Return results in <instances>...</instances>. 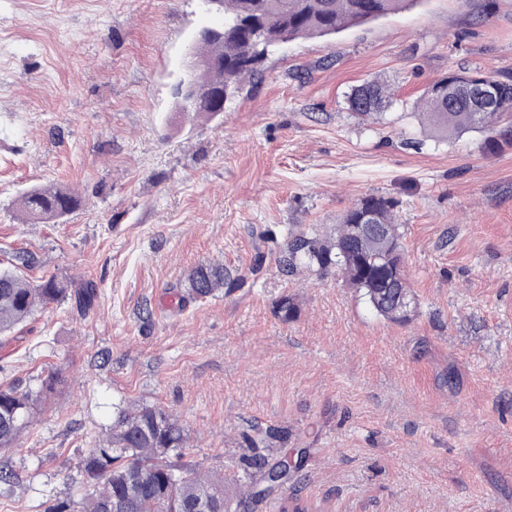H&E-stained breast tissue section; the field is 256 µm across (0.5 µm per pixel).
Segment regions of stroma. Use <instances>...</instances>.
<instances>
[{
    "label": "stroma",
    "instance_id": "obj_1",
    "mask_svg": "<svg viewBox=\"0 0 512 512\" xmlns=\"http://www.w3.org/2000/svg\"><path fill=\"white\" fill-rule=\"evenodd\" d=\"M222 23L200 0H0V265L28 253L29 279L97 290L0 337V388L36 401L0 453V512L80 502L88 448L132 401L172 413L186 460L229 478L248 439L304 449L251 512H512V148L485 154L481 134L449 140L415 112L448 71L512 72V0H419L296 40L223 111H183L185 52ZM373 77L394 102L367 122L344 96ZM46 185L83 206L24 219ZM366 195L398 203L402 323L335 270L276 265L289 228L331 229ZM203 262L226 281L195 300ZM224 280V265L213 262L197 265L187 274L185 282L191 295L204 298L223 288Z\"/></svg>",
    "mask_w": 512,
    "mask_h": 512
}]
</instances>
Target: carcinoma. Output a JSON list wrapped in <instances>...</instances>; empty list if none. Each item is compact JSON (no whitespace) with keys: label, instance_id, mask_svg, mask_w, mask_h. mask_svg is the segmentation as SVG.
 Here are the masks:
<instances>
[{"label":"carcinoma","instance_id":"carcinoma-1","mask_svg":"<svg viewBox=\"0 0 512 512\" xmlns=\"http://www.w3.org/2000/svg\"><path fill=\"white\" fill-rule=\"evenodd\" d=\"M418 0H223L224 39L200 42L197 52L224 61L222 69H205L194 75L203 86L224 87L229 99L241 83L258 75L269 51L283 42L338 34L403 12ZM480 71L451 72L425 93L423 116L435 131L448 139L469 132L483 134L481 149L495 154L512 147V74L490 75L494 91L478 103L466 79L482 77ZM393 102L389 85L374 78L351 89L348 109L375 118ZM81 198L58 186L29 190L21 209L28 219L49 222L78 209ZM397 203L368 195L358 199L331 232L300 226L288 233L277 263L292 273L300 267L336 268L345 283L360 292L369 307L392 322L406 318L395 311L394 294L411 293L401 282L395 288L379 284L381 270L403 258V234L395 218ZM385 229L381 237L355 239L350 225L364 214ZM224 264L207 263L186 276L188 292L198 298L224 287ZM69 284L49 277L30 281L9 269H0V334L12 330L36 312L66 299ZM31 398L12 389H0V451L14 447L30 417ZM187 437L173 416L160 406L130 404L118 407L107 436L87 449L84 471L101 487L83 499L81 512H110L112 501L125 512H188L197 500L213 512H237L270 494L262 488L268 470L282 459L265 456L243 459L236 484L238 493L224 494V475L181 461Z\"/></svg>","mask_w":512,"mask_h":512}]
</instances>
